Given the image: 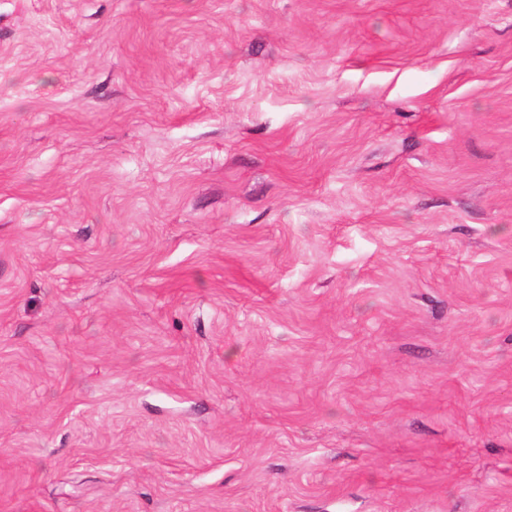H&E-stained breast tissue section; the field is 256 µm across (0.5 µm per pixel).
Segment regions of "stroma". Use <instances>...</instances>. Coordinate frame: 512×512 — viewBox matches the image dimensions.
Returning a JSON list of instances; mask_svg holds the SVG:
<instances>
[{
    "label": "stroma",
    "mask_w": 512,
    "mask_h": 512,
    "mask_svg": "<svg viewBox=\"0 0 512 512\" xmlns=\"http://www.w3.org/2000/svg\"><path fill=\"white\" fill-rule=\"evenodd\" d=\"M0 512H512V0H0Z\"/></svg>",
    "instance_id": "obj_1"
}]
</instances>
